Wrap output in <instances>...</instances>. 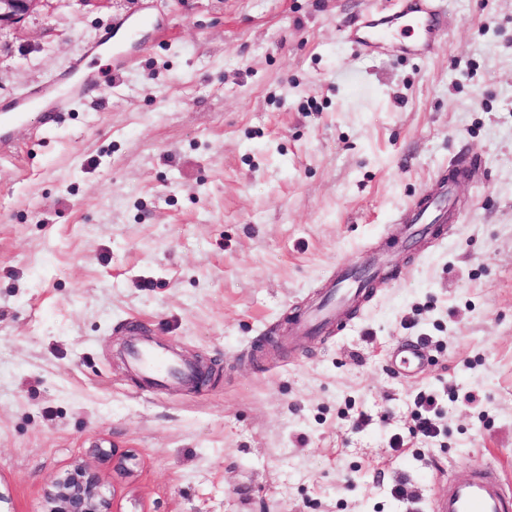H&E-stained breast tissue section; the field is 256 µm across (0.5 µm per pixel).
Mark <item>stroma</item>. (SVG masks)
<instances>
[{
  "mask_svg": "<svg viewBox=\"0 0 512 512\" xmlns=\"http://www.w3.org/2000/svg\"><path fill=\"white\" fill-rule=\"evenodd\" d=\"M396 3L49 0L0 30L1 105L78 60L114 73L0 154V512H43L79 464L115 512H430L489 460L512 483V0H447L427 58L357 53L343 27ZM462 155L460 221L410 245L392 216ZM371 248L372 295L295 334ZM133 318L219 380L143 388ZM404 338L423 373L392 371Z\"/></svg>",
  "mask_w": 512,
  "mask_h": 512,
  "instance_id": "35a3bbf8",
  "label": "stroma"
}]
</instances>
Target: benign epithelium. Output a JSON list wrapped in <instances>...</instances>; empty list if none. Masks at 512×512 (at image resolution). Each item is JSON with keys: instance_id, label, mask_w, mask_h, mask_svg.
<instances>
[{"instance_id": "7a95c632", "label": "benign epithelium", "mask_w": 512, "mask_h": 512, "mask_svg": "<svg viewBox=\"0 0 512 512\" xmlns=\"http://www.w3.org/2000/svg\"><path fill=\"white\" fill-rule=\"evenodd\" d=\"M47 0H0V30L21 23L40 11ZM43 512H112L99 475L77 465L51 480L45 491Z\"/></svg>"}]
</instances>
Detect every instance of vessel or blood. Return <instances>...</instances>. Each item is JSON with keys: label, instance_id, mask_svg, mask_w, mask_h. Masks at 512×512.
Instances as JSON below:
<instances>
[{"label": "vessel or blood", "instance_id": "b4317fda", "mask_svg": "<svg viewBox=\"0 0 512 512\" xmlns=\"http://www.w3.org/2000/svg\"><path fill=\"white\" fill-rule=\"evenodd\" d=\"M440 0H399L396 11L370 14L362 30L350 37L360 52H372L386 41H399V50L405 54L426 55L433 50L432 35L443 19L438 7ZM94 82L82 78L71 87L66 97L54 94L53 84L30 87L19 94L8 107L0 109V148L9 146L14 125L29 115L40 116L49 122L64 109L81 100ZM474 164L456 160L448 173L437 176L439 190L411 201L397 215L398 222L420 224L431 211L445 208L453 185L473 174ZM359 295V284L346 268H338L325 285L318 303L297 315L294 330L302 335L335 325L342 320L350 304ZM129 369L150 387L189 390L196 370L180 354L161 348L150 340L134 337L126 349ZM425 363L421 345L405 343L397 346L391 355L395 371L409 375L420 371ZM432 512H512V483L506 482L493 464L487 463L462 476L448 478V488L431 502Z\"/></svg>", "mask_w": 512, "mask_h": 512}]
</instances>
